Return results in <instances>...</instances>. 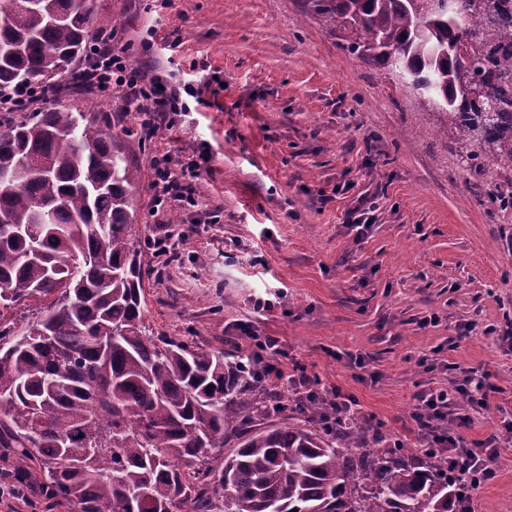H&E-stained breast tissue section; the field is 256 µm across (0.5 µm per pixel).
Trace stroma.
Segmentation results:
<instances>
[{
  "label": "stroma",
  "instance_id": "35a3bbf8",
  "mask_svg": "<svg viewBox=\"0 0 512 512\" xmlns=\"http://www.w3.org/2000/svg\"><path fill=\"white\" fill-rule=\"evenodd\" d=\"M124 22L118 44L133 65L156 67L197 88L177 140L140 144L122 133V91L82 92L60 78L64 103L111 112L137 187L138 219L152 215L148 177L155 151H209L200 182L218 225L203 211L178 261L152 254L147 324L193 336L235 359L252 325L280 337L287 363L355 398L360 420L411 446L420 395L452 386L462 371L486 377V405L453 424L469 446L512 420V209L495 194L512 173L470 167L455 141L437 134L442 116L387 71L353 54L338 28L304 13L299 0H94ZM350 180L377 196L378 221L363 239L343 224ZM260 263H253V256ZM282 289L281 306L256 318L254 295ZM438 315V325L427 322ZM474 324L461 335L464 324ZM476 495L479 512H512V447Z\"/></svg>",
  "mask_w": 512,
  "mask_h": 512
}]
</instances>
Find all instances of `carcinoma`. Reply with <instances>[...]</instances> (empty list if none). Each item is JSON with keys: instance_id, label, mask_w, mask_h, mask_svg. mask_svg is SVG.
<instances>
[{"instance_id": "obj_1", "label": "carcinoma", "mask_w": 512, "mask_h": 512, "mask_svg": "<svg viewBox=\"0 0 512 512\" xmlns=\"http://www.w3.org/2000/svg\"><path fill=\"white\" fill-rule=\"evenodd\" d=\"M307 14L350 23L347 47L419 85L439 132L470 163L512 170V0H307ZM117 22L93 0L0 8V92L69 73ZM480 85L476 104L469 89ZM104 112L53 104L0 119V452L12 473L78 512H475L434 449L390 446L327 399L271 398L252 350L146 325V243L138 173ZM52 209L41 224L36 207Z\"/></svg>"}]
</instances>
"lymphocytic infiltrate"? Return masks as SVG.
Segmentation results:
<instances>
[{
    "mask_svg": "<svg viewBox=\"0 0 512 512\" xmlns=\"http://www.w3.org/2000/svg\"><path fill=\"white\" fill-rule=\"evenodd\" d=\"M96 58L90 69L93 86L116 85L124 94L123 109L135 113L142 140L153 141L180 130L189 107L182 98L183 86L164 78L150 69L131 68L125 63L121 49L112 44L111 31L100 32L93 44ZM211 155L201 151L184 158L171 152H158L150 160L153 171L154 211L167 213L169 209L185 211L204 207L198 185L211 173ZM244 335L258 349L257 363L262 379L271 388H290L295 395L304 396L321 388L317 377L308 374L305 366L285 367L268 362L271 354L280 353V340L263 336L251 327H244ZM491 384L465 373L452 389H438L420 398L411 414L416 425L417 440L423 446L440 449L456 464L455 477L469 494H476L496 476L493 466L499 455L498 436L486 438L481 447L470 448L462 437L452 431L460 404H485Z\"/></svg>",
    "mask_w": 512,
    "mask_h": 512,
    "instance_id": "1",
    "label": "lymphocytic infiltrate"
}]
</instances>
